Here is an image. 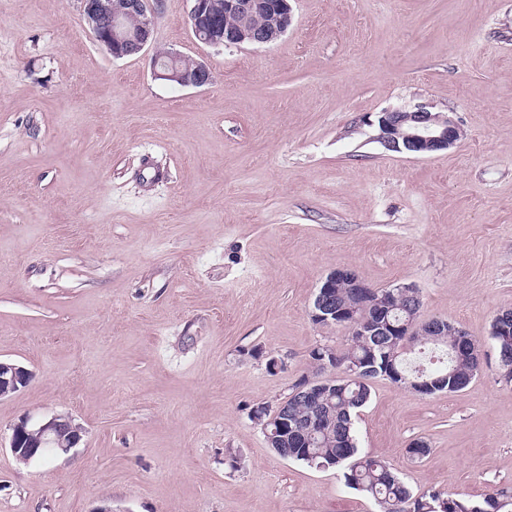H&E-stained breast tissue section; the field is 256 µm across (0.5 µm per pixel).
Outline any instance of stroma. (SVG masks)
<instances>
[{
	"instance_id": "obj_1",
	"label": "stroma",
	"mask_w": 512,
	"mask_h": 512,
	"mask_svg": "<svg viewBox=\"0 0 512 512\" xmlns=\"http://www.w3.org/2000/svg\"><path fill=\"white\" fill-rule=\"evenodd\" d=\"M264 46L211 47L162 0L158 47L213 80L112 58L80 0H0V512H375L340 471L277 455L253 420L346 331L313 322L332 269L417 288L486 361L463 389L373 384L358 445L417 493H512V0H290ZM423 105L462 130L424 156L368 120ZM76 448L23 464V417ZM422 441L427 455L409 447ZM169 50H156L153 55L155 79L180 87L201 88L212 82V71L202 59L190 58ZM508 317H511V324H512V310L508 309L505 310ZM498 314L496 318V330L501 332H507L508 330H512L511 324L508 327V321L507 319H503L505 314ZM503 319V321H501ZM510 330L509 336H498L499 333H496L494 331V326L491 328V340L494 343V347L497 353L498 362H502L505 366L512 365V331ZM30 374L21 366L0 360V396H5L25 387ZM80 441V428L69 418L53 415L32 421L27 416L13 426L9 448L14 457L29 463L49 452L68 453Z\"/></svg>"
}]
</instances>
